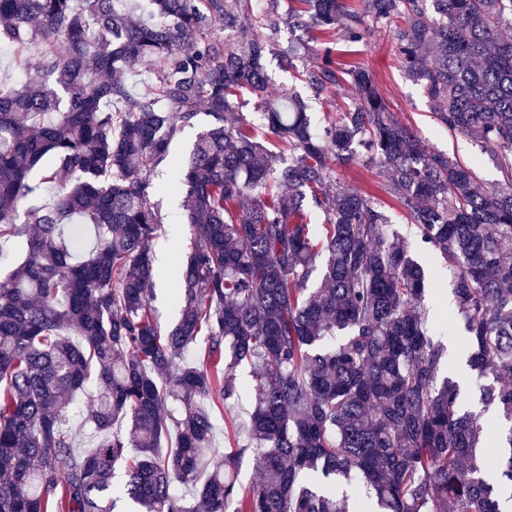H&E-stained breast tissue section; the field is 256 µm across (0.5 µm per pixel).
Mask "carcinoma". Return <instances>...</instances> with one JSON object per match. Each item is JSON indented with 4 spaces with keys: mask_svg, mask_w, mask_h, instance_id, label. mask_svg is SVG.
<instances>
[{
    "mask_svg": "<svg viewBox=\"0 0 512 512\" xmlns=\"http://www.w3.org/2000/svg\"><path fill=\"white\" fill-rule=\"evenodd\" d=\"M125 2L0 0V51L50 47L37 78L0 84V246L25 238L0 278V512H115L121 499L193 512L179 485L203 512H354L348 489L361 485L370 512H502L484 469L512 489V0H288L284 12L282 0H148L139 23ZM281 23L300 48L277 49ZM377 30L438 126L491 156L492 189L404 125L367 69L336 60V41ZM275 54L309 98L269 93ZM145 63L159 75L135 92L121 74ZM340 89L347 108L315 127L309 100ZM242 96L273 141L236 111ZM203 115L172 185L194 243L164 329L150 303V172ZM357 159L388 173L383 190L449 280L480 403L507 426L494 456L481 415L440 377L429 274L383 202L330 189ZM46 183L52 200L20 224V202ZM72 216L95 231L80 260ZM200 336L207 349L189 363ZM240 367L253 380L248 441L227 437L211 464L212 412L238 398ZM90 383L100 440L79 452L65 413ZM120 420L126 436L112 432ZM246 455L258 482L241 491L230 469Z\"/></svg>",
    "mask_w": 512,
    "mask_h": 512,
    "instance_id": "obj_1",
    "label": "carcinoma"
}]
</instances>
